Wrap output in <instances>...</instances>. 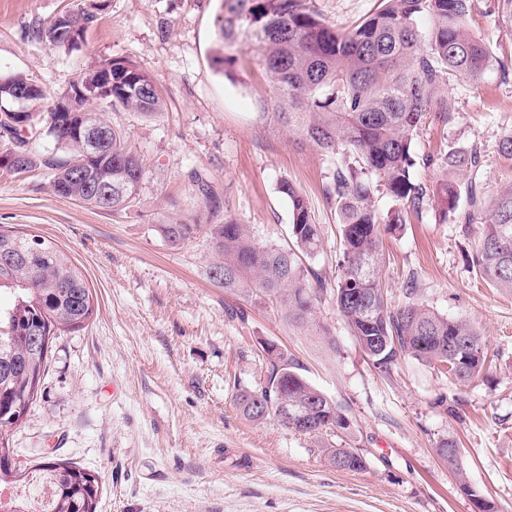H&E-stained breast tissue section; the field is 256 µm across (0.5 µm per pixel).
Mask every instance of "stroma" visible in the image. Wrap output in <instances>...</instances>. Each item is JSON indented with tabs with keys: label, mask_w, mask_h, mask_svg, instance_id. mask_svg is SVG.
Segmentation results:
<instances>
[{
	"label": "stroma",
	"mask_w": 512,
	"mask_h": 512,
	"mask_svg": "<svg viewBox=\"0 0 512 512\" xmlns=\"http://www.w3.org/2000/svg\"><path fill=\"white\" fill-rule=\"evenodd\" d=\"M77 2L0 0V77L25 75L52 96L97 60L125 57L149 72L164 111L104 112L145 169L128 211L59 196L42 172L0 168V227L64 250L96 305L84 328L53 340L38 397L9 430L22 468L51 460L98 473L97 512H479L481 499L512 512V292L489 286L472 264L480 225L453 216L440 223L432 204L380 242L392 306L405 303L413 274L421 301L480 333L488 365L464 385L411 357L379 372L331 298L314 312L325 330L317 336L277 309L224 293L204 273L206 237L173 248L156 230L204 211L194 174L222 198L221 219L280 247L291 243V212L277 185L297 186L324 229L322 248L302 266L331 286L340 241L324 187L335 155L265 114L272 88L257 46L231 47L234 79L216 69V0H104L68 54L30 35L33 22ZM377 4L313 0L339 31ZM472 27L512 54V28L496 0H478ZM438 94L449 115L429 118L415 138L417 155L478 146L484 195L511 187L512 160L498 143L512 131V70L494 67L478 83L452 79ZM237 309L246 325L230 319ZM265 340L288 350L307 382L336 401L347 430L311 437L242 416L237 395L253 386ZM440 395L464 400L463 418L436 406ZM445 441L458 444L459 469L439 456ZM328 444L362 449L365 468L337 469L321 451Z\"/></svg>",
	"instance_id": "35a3bbf8"
}]
</instances>
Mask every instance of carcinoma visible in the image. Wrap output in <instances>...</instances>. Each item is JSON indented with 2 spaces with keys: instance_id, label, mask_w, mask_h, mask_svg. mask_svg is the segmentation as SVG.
Segmentation results:
<instances>
[{
  "instance_id": "cac0c4a2",
  "label": "carcinoma",
  "mask_w": 512,
  "mask_h": 512,
  "mask_svg": "<svg viewBox=\"0 0 512 512\" xmlns=\"http://www.w3.org/2000/svg\"><path fill=\"white\" fill-rule=\"evenodd\" d=\"M216 25L220 47L213 61L231 78L234 61L224 50L241 38L261 52L272 83L269 106L279 120L316 147L338 156L325 186L340 226L341 255L335 287L329 289L313 272L305 274L302 256L323 244L305 195L283 179L278 192L291 208L294 247L262 243L246 225L230 220L204 224L198 214L157 225L170 247L208 238L212 260L206 277L227 292L279 309L288 320L307 323L316 305L331 295L359 346L373 365L388 374L409 356L432 364L445 377L467 383L482 370L486 356L480 334L466 323L436 313L418 301V279L405 285L407 301L388 305L380 281L382 230H394L417 219L430 200L440 205L441 221L458 208V186L450 177L466 171L478 175L481 151L450 148L426 155L422 163L440 160L449 175L434 186L415 179L414 137L433 111L448 117V100L435 98L445 76L477 82L495 65H504L470 22L476 0H379L376 11L348 32L328 25L312 0H218ZM102 6L78 4L33 34L50 46L72 51L85 39ZM112 80V93L100 91L101 79ZM82 89L80 111L60 112L57 100ZM43 89L30 112H0V168L12 172L40 169L50 176L54 192L114 214L133 207L145 172L127 149L121 130L86 111L89 102L122 108L147 117L162 114L163 100L145 68L109 57L83 70L47 109ZM109 132L100 152L85 150L87 127ZM396 208H375L377 192ZM482 220L477 266L492 287L512 291V189L485 201L471 186L466 224ZM13 294L0 307V432L17 424L37 398L45 375L49 344L62 332L76 331L94 315L93 294L85 275L57 245L37 235L0 230V291ZM288 409L311 410L309 424L279 420L287 429L309 436L346 430L349 421L336 403L295 370L282 348L263 349L255 385L238 395L242 414L254 423ZM336 468L358 471L365 459L353 448L324 449ZM54 479L52 512H96L99 475L70 463H43Z\"/></svg>"
}]
</instances>
